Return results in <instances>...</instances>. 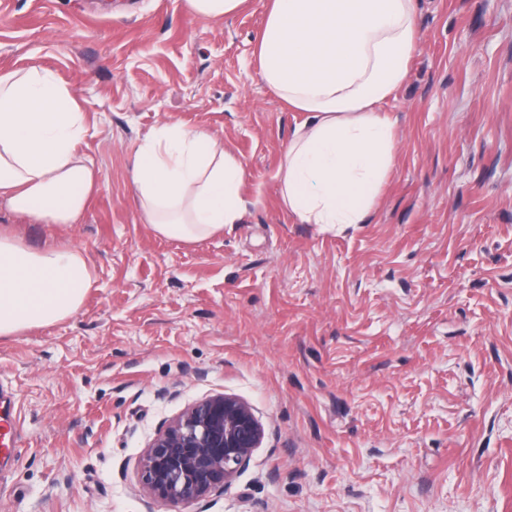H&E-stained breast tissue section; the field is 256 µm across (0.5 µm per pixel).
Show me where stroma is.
Returning a JSON list of instances; mask_svg holds the SVG:
<instances>
[{
  "mask_svg": "<svg viewBox=\"0 0 512 512\" xmlns=\"http://www.w3.org/2000/svg\"><path fill=\"white\" fill-rule=\"evenodd\" d=\"M101 2L0 0V73L74 87L101 173L66 229L0 203V226L79 248L95 276L72 317L0 339L17 419L0 512H512V0H420L365 224H301L281 200L305 115L258 75L266 0L221 20ZM167 119L244 168L248 211L223 235L140 220L135 150ZM222 392L254 408L261 448L205 499L147 498L148 442Z\"/></svg>",
  "mask_w": 512,
  "mask_h": 512,
  "instance_id": "35a3bbf8",
  "label": "stroma"
}]
</instances>
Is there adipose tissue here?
Listing matches in <instances>:
<instances>
[{"label": "adipose tissue", "instance_id": "ef3b65f1", "mask_svg": "<svg viewBox=\"0 0 512 512\" xmlns=\"http://www.w3.org/2000/svg\"><path fill=\"white\" fill-rule=\"evenodd\" d=\"M416 0H267L261 80L307 113L284 151L281 197L302 224H362L394 166L384 104L419 44ZM86 112L73 88L31 65L0 73V202L34 224L78 223L100 173L78 150ZM142 223L194 242L241 223L244 169L217 135L169 120L139 145ZM94 284L74 247L26 246L0 227V338L73 316Z\"/></svg>", "mask_w": 512, "mask_h": 512}]
</instances>
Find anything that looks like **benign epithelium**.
<instances>
[{
    "label": "benign epithelium",
    "mask_w": 512,
    "mask_h": 512,
    "mask_svg": "<svg viewBox=\"0 0 512 512\" xmlns=\"http://www.w3.org/2000/svg\"><path fill=\"white\" fill-rule=\"evenodd\" d=\"M264 436L247 402L224 393L206 396L152 438L139 461L142 487L163 503L201 500L232 482Z\"/></svg>",
    "instance_id": "obj_1"
}]
</instances>
